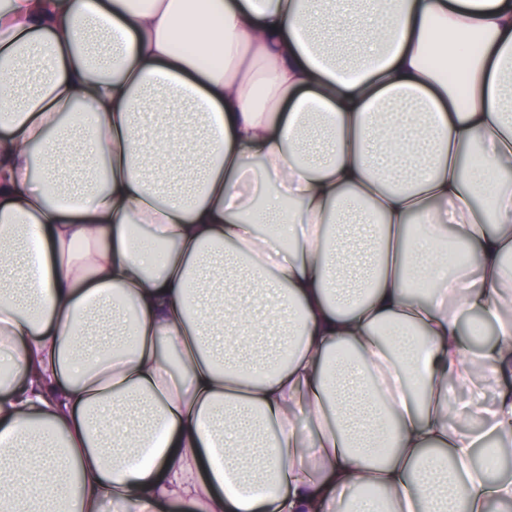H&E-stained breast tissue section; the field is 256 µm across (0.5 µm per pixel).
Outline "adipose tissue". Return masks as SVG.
Wrapping results in <instances>:
<instances>
[{
	"instance_id": "1",
	"label": "adipose tissue",
	"mask_w": 512,
	"mask_h": 512,
	"mask_svg": "<svg viewBox=\"0 0 512 512\" xmlns=\"http://www.w3.org/2000/svg\"><path fill=\"white\" fill-rule=\"evenodd\" d=\"M0 98V512L512 506V0H0Z\"/></svg>"
}]
</instances>
